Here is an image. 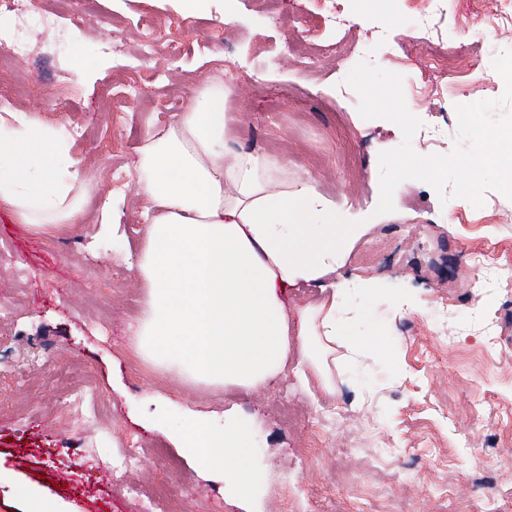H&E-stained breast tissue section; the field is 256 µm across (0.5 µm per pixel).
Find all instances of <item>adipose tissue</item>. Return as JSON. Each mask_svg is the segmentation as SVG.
Listing matches in <instances>:
<instances>
[{"mask_svg": "<svg viewBox=\"0 0 512 512\" xmlns=\"http://www.w3.org/2000/svg\"><path fill=\"white\" fill-rule=\"evenodd\" d=\"M224 90L202 89L137 149V191L148 202L135 270L145 310L140 351L209 387L256 386L294 364L302 383L335 394L337 349L364 355L362 298L375 284L335 273L361 224L336 221L313 180H280L288 163L226 143ZM62 130L34 111L0 117V209L51 233L82 223L85 180ZM320 286L289 312L279 290ZM183 452L240 499L256 492L252 433L202 415L179 432Z\"/></svg>", "mask_w": 512, "mask_h": 512, "instance_id": "1", "label": "adipose tissue"}]
</instances>
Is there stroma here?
I'll list each match as a JSON object with an SVG mask.
<instances>
[{
	"label": "stroma",
	"instance_id": "obj_1",
	"mask_svg": "<svg viewBox=\"0 0 512 512\" xmlns=\"http://www.w3.org/2000/svg\"><path fill=\"white\" fill-rule=\"evenodd\" d=\"M492 0H450L439 43L461 66L493 74L489 42L512 50V31L481 20ZM91 16L84 41L34 28L42 65L12 59L0 69V93L18 109L60 119L71 153L83 161L92 190L86 221L43 235L0 212V305L21 300L0 342V512H22L8 490L18 482L76 512H142L129 482L165 486L179 512H286L283 492L296 490L301 512H512V200L489 189L482 207L440 200L427 182L403 181L394 212L379 215L378 155L402 142L385 119H363L343 104L349 71L362 59L408 74L429 92L408 102L421 128L422 155L450 153L458 139L455 110L434 97L447 69L432 65L434 45L404 25L411 0H343L335 25L320 28L325 51L316 70L302 52L312 35L303 19L316 0H279L268 15L258 0H78ZM181 22L177 63L143 53L139 18ZM123 40L113 59L110 43ZM238 66H217L225 48ZM82 68L93 80L77 84ZM160 79L149 92L164 112L126 96L122 83L145 68ZM227 93L226 138L257 154L284 157L282 177L314 180L335 201L339 223L367 230L338 267L349 278L376 279L368 299L369 335L387 339L359 362H336V393L302 387L284 372L257 387L214 390L138 350L132 326L143 313L130 263L141 250L145 203L137 195L136 150L144 133L167 125L210 79ZM125 184L113 186V172ZM113 203L121 228L101 237L99 211ZM496 248L506 278L487 287L467 255ZM442 252L446 265L427 257ZM27 271L14 277L15 268ZM410 293L416 310L396 314L392 298ZM77 369L94 385L106 417L78 424L59 377ZM235 409L254 438L259 495L224 494L173 440L189 411L214 422ZM146 452L129 470L108 465L128 438Z\"/></svg>",
	"mask_w": 512,
	"mask_h": 512
}]
</instances>
